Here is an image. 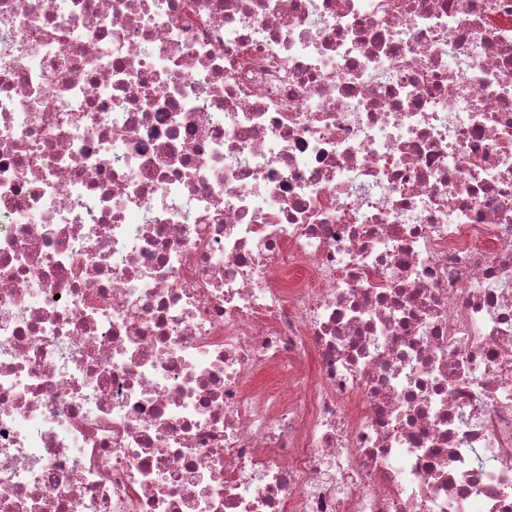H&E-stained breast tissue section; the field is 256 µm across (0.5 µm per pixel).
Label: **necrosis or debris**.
<instances>
[{
  "instance_id": "necrosis-or-debris-1",
  "label": "necrosis or debris",
  "mask_w": 512,
  "mask_h": 512,
  "mask_svg": "<svg viewBox=\"0 0 512 512\" xmlns=\"http://www.w3.org/2000/svg\"><path fill=\"white\" fill-rule=\"evenodd\" d=\"M0 512H512V0H0Z\"/></svg>"
}]
</instances>
